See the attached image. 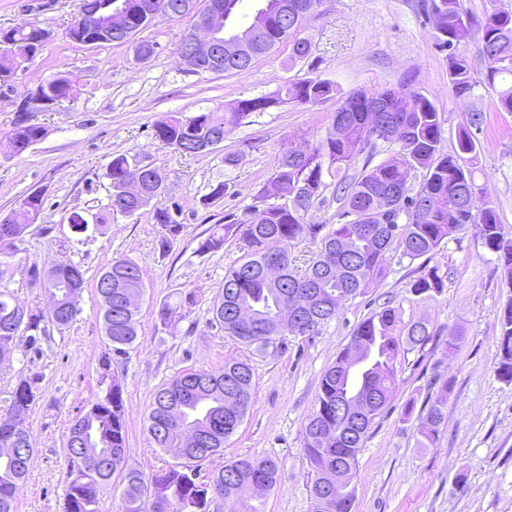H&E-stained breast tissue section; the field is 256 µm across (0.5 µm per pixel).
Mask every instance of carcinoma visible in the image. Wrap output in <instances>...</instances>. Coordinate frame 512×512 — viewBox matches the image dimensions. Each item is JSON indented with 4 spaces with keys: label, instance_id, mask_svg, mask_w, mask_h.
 <instances>
[{
    "label": "carcinoma",
    "instance_id": "cac0c4a2",
    "mask_svg": "<svg viewBox=\"0 0 512 512\" xmlns=\"http://www.w3.org/2000/svg\"><path fill=\"white\" fill-rule=\"evenodd\" d=\"M321 0H259L265 10L261 34L250 42L253 52L262 56L286 43L291 47L289 62L306 61L312 55L311 42L300 36L307 16ZM426 19H434L435 46L461 45L470 36H478L484 58L482 82L496 89L498 102L512 112V13L497 8L481 22L471 19L461 8L460 0L425 2ZM151 20L137 13L129 22L127 41L135 42L136 57L149 59L155 46L135 37L147 29ZM97 31L79 28L74 23L67 37L88 44ZM50 31L38 24L25 22L0 31V82H10L22 63L40 53ZM448 77L456 92L472 93L477 86L475 71L468 58L455 49L446 55ZM44 98L53 104L74 95L75 86L66 77L55 76L41 85ZM337 98L326 136L311 146L302 144L298 158L281 147L272 175L254 196L253 205L241 213L229 212L224 223L216 224L199 243L200 254L217 253L229 240L244 250L241 261L224 274L222 292L214 299L209 312L211 322L224 334L264 352L278 337L285 335L276 319L282 299L290 295L301 298L299 284L312 274L319 276V289L325 297L342 295L353 298L365 291L380 275L383 260L392 245L401 249L400 258L431 261L448 235L467 224L473 225L482 244L496 255L508 284L512 286V233L500 224L497 214L475 183L468 164L477 154V133L485 123L482 113H475L458 134L453 153L442 151L441 112L423 94L386 88L378 94L383 102L380 112L367 109L368 94L362 90L343 93L335 84L319 77H309L279 89L271 96L238 100L222 112H204L183 119L172 116L155 126V135L163 144L184 155L199 154L197 148L226 135L240 126L253 112L286 101L300 105L316 104ZM47 129L24 118L14 123L9 141L16 154L42 140ZM395 143L399 150L390 158L373 165L371 158L376 141ZM364 161L357 176L349 171ZM139 163L118 154L112 158L106 177L112 184L111 210L134 215L155 205L154 220L164 229L159 250L165 254L182 234L184 225L177 223L169 210L159 206L165 187L163 179L144 185V198L121 202V184ZM422 169L424 178L419 189L409 194L410 172ZM336 180L333 198L339 204L336 228L322 233L324 225L307 222L315 204L326 202V177ZM43 211V193L34 190L20 206L0 217V260L18 251L27 230L38 223ZM318 242V250L302 271L296 269L291 253H285L277 284H269L261 264L270 244L288 248L296 240ZM133 275L123 287L96 288L103 312L104 332L109 351L127 354L138 339L137 310L130 309L121 294L141 295L145 289L141 268L124 257L108 260L103 270L119 273L124 267ZM32 283L43 286L56 302L48 314L23 309L13 297L0 291V362L5 361L17 339L24 336L33 349L46 335L44 324L68 325L77 308L64 299L71 287H83L84 278L64 282L50 270L34 263L28 268ZM445 273L438 265L414 280L411 293L431 295L444 288ZM196 304V293L187 292L174 306L160 303L157 315L169 323L182 316L181 310ZM246 305L258 317L250 333L241 330L237 307ZM397 316L386 305L362 321L350 343L323 374L312 413L304 425V452L311 468L309 492L314 512H351L357 469V456L368 437L374 420L382 414L397 384L399 357L426 345L432 339L428 324L417 321L406 328L405 338L396 339ZM500 360L498 378L512 383V302L500 322ZM359 350L361 371L348 375L344 364L353 350ZM42 376L31 373L19 378L9 412L0 416V448H14L16 455L0 453V512H15V495L25 481L29 463L35 453L26 417L41 393ZM253 371L249 364L229 359L215 369L184 371L155 393L148 413V432L155 445L176 456L174 465L145 477L125 470L126 431L124 398L121 384L111 379L105 395L96 399L87 411L69 427L68 454L74 467L64 499V512H98V490L115 474L123 477L124 488L119 512H218L220 503L238 498L245 501L242 512H261L249 500L260 501L278 483L280 469L268 458H242L224 465L208 481H197V463L218 453L224 441L234 434L251 405ZM372 400V409L362 415L342 416L339 405L351 396ZM428 409L421 421L418 447L426 448L445 422L446 399L440 396L427 401ZM192 430L199 436L194 448L183 445V433Z\"/></svg>",
    "mask_w": 512,
    "mask_h": 512
}]
</instances>
